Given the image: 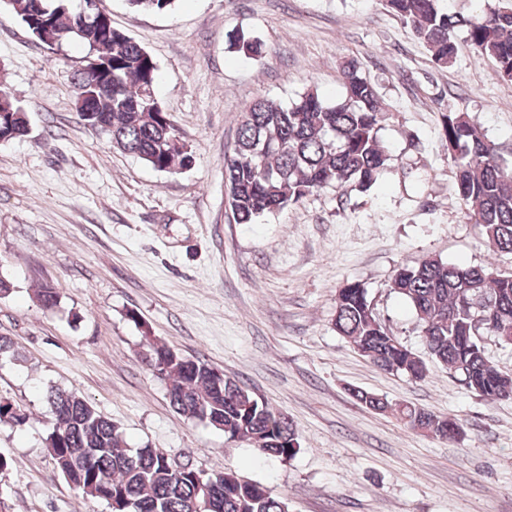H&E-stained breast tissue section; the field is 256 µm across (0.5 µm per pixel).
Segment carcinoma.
Wrapping results in <instances>:
<instances>
[{
	"instance_id": "obj_1",
	"label": "carcinoma",
	"mask_w": 512,
	"mask_h": 512,
	"mask_svg": "<svg viewBox=\"0 0 512 512\" xmlns=\"http://www.w3.org/2000/svg\"><path fill=\"white\" fill-rule=\"evenodd\" d=\"M83 0H10L6 6L36 33L49 19L62 40L74 39L95 52L86 55L76 83V97L93 99L97 124L117 149L136 156L153 169L176 173L194 157L174 121L159 104L155 87L158 66L126 33L112 30V40L98 38L88 25L75 32ZM175 0H127L139 11L163 12ZM396 17L409 23L439 66L457 54L455 31L497 73L512 79V4L484 5L474 16L449 14L441 0H384ZM230 46L249 58L261 55V43L245 33ZM110 64L112 77L101 67ZM343 93L329 103L317 91L304 92L290 106L258 99L242 112L233 152L225 157L227 202L236 224L300 202L328 185L370 190L390 154L381 137L386 118L375 85L354 59L341 68ZM28 113L11 120L0 116V134L25 133ZM441 139L455 168V189L470 221L481 227L493 248L512 253V173L497 149L466 112L441 116ZM391 288L413 309L432 357L469 392L487 399L512 396V374L487 357L481 337L491 335L512 345V273L482 266H458L437 258L402 265ZM35 298L45 310L55 309L58 292L45 285ZM336 333L347 339L378 368L415 380L426 376L425 362L409 350L379 319L363 284L353 281L336 293ZM491 312L495 324L482 323ZM149 363L166 385L170 405L198 418L230 438L247 442L264 456L287 460L299 451L297 433L287 419L234 379L221 380L202 360H193L143 331ZM362 406L390 412L410 429L450 442L464 437L460 422L438 417L422 407H392L376 394L354 390ZM53 422L45 447L65 481L86 499L112 504L120 498L129 512H192L202 502L199 484H211L214 508L209 512H288L285 502L263 486L232 471L202 475V470L176 469L167 455L148 446L132 448L119 427L75 392L50 387L45 392ZM20 427L26 415L0 403V423Z\"/></svg>"
}]
</instances>
